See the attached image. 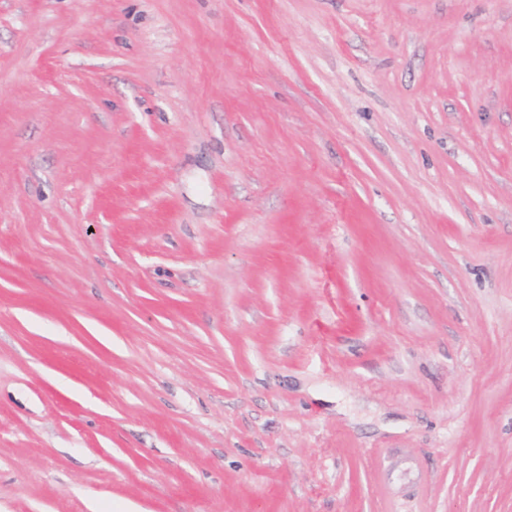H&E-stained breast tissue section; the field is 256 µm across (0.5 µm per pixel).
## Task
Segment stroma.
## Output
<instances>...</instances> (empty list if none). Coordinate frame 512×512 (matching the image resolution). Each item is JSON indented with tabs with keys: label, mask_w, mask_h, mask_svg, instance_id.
Masks as SVG:
<instances>
[{
	"label": "stroma",
	"mask_w": 512,
	"mask_h": 512,
	"mask_svg": "<svg viewBox=\"0 0 512 512\" xmlns=\"http://www.w3.org/2000/svg\"><path fill=\"white\" fill-rule=\"evenodd\" d=\"M512 512V0H0V512Z\"/></svg>",
	"instance_id": "stroma-1"
}]
</instances>
